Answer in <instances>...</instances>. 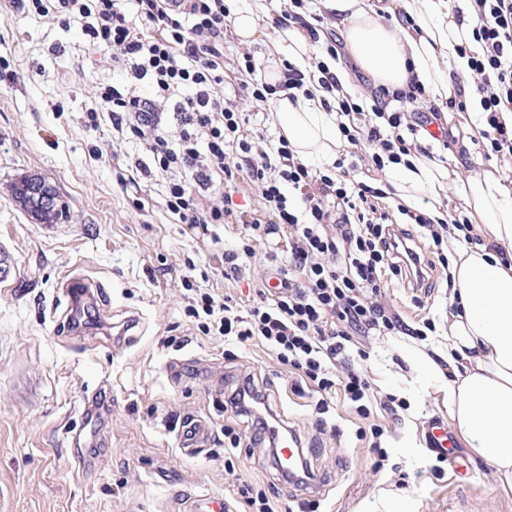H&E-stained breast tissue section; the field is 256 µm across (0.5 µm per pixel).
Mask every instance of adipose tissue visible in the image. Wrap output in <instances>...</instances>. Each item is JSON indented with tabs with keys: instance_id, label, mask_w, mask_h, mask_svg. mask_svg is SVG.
I'll list each match as a JSON object with an SVG mask.
<instances>
[{
	"instance_id": "ef3b65f1",
	"label": "adipose tissue",
	"mask_w": 512,
	"mask_h": 512,
	"mask_svg": "<svg viewBox=\"0 0 512 512\" xmlns=\"http://www.w3.org/2000/svg\"><path fill=\"white\" fill-rule=\"evenodd\" d=\"M336 16L348 53L380 84L405 87L410 77L424 83L431 100L445 105L453 97V74H466L467 60L457 51L470 39L469 25H458L456 9L468 0H319ZM242 42L256 40L266 0H225ZM414 20L401 25L398 13ZM312 50L308 36L290 27L280 30L266 60L277 80L282 60L304 66ZM321 88L297 102L280 98L273 114L279 134L309 166L332 168L346 141L335 113L323 110ZM385 179L405 206L426 201L438 210L457 196L481 221L484 245L449 239L455 288L450 298L448 336L440 357L401 345L410 367L400 392L419 401L429 388L443 391L448 419L467 453L486 463L497 484L512 490V265L495 256L494 247L512 251V184L504 173L486 171L450 184L448 166L422 156L387 164Z\"/></svg>"
}]
</instances>
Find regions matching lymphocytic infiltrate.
<instances>
[{
	"instance_id": "obj_1",
	"label": "lymphocytic infiltrate",
	"mask_w": 512,
	"mask_h": 512,
	"mask_svg": "<svg viewBox=\"0 0 512 512\" xmlns=\"http://www.w3.org/2000/svg\"><path fill=\"white\" fill-rule=\"evenodd\" d=\"M14 13H31L62 25L79 23L89 46L107 48L113 62L136 80L147 81L150 96L135 87L109 85L98 97L112 114L118 140H135L151 165L135 161L143 174L166 175L162 208L190 228L236 226L237 237L210 255L225 280L252 284V303L240 309L233 296L213 295L183 275L184 313L204 333L239 343L262 341L283 366L317 393V428H324L335 394L357 417L369 420L373 406L391 415L405 402L387 393L375 396L362 366L365 350L350 354L355 339L405 335L426 340L433 318L410 326L385 296V276L423 284L447 267L448 238L462 233L479 242L474 222L457 210L451 219L425 209L389 210L392 187L386 163L419 154L431 156L420 131L436 124L443 109L467 111L466 99L447 107L430 100L418 78L406 87L380 88L363 97L338 82L329 65L340 60L343 43L327 12L312 11L309 0H288L272 15L275 29L297 27L320 48L304 67L285 63L268 82L253 54L243 53L233 96L224 93V36L231 22L224 0H8ZM473 45L465 49L474 94L485 125L471 134L485 159L512 158V125L501 120L512 109V0H470ZM320 83L334 100L338 129L351 149L332 168L306 165L284 138L266 136L271 105L280 95L296 100L310 83ZM172 108L170 130L160 112ZM428 241L426 250H408L412 227ZM287 230L288 243L276 254L263 246L269 235ZM235 416L264 428L268 396L244 377L226 400Z\"/></svg>"
}]
</instances>
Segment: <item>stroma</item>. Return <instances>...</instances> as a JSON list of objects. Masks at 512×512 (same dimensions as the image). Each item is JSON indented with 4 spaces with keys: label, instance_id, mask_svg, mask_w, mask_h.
I'll use <instances>...</instances> for the list:
<instances>
[{
    "label": "stroma",
    "instance_id": "35a3bbf8",
    "mask_svg": "<svg viewBox=\"0 0 512 512\" xmlns=\"http://www.w3.org/2000/svg\"><path fill=\"white\" fill-rule=\"evenodd\" d=\"M0 56L16 79L0 93V252L14 266L10 290L0 292V512H182L186 493L226 495L239 505L243 484L273 480L264 447L251 444L250 424L224 410L223 397L202 370L205 360L224 361V382L240 372L267 382L271 403L316 450L311 466L323 483L326 512H382L381 497L398 492L401 512H512V491L503 492L489 470L468 464V481L456 485L452 469L435 476V454L426 440L430 420L445 419L443 394L429 392L415 410L394 419L383 410L389 468L374 474L359 421L342 398L329 420L339 436L315 429L317 394L282 366L260 341L245 344L204 334L184 314L180 276L188 264L204 271L208 243L161 208L160 173L133 177L127 157L135 145L112 138V117L98 109L106 84L127 81L110 50H90L79 24L65 27L31 14L0 11ZM54 186L66 207L60 224L46 228L12 194L25 177ZM135 185L121 188V180ZM95 282L93 318L66 326L65 276ZM389 301L410 326L432 317L437 335L447 328L444 275H435L421 302L411 289L389 283ZM136 314L140 334L117 345L114 322ZM364 348L370 381L394 393V337L373 336ZM184 360L179 385L168 382L165 363ZM96 393L105 426L79 467L66 430L80 421L85 394ZM197 412L215 424L210 448L183 456L164 422ZM241 436L225 448L224 429ZM235 470L227 472L225 460Z\"/></svg>",
    "mask_w": 512,
    "mask_h": 512
}]
</instances>
